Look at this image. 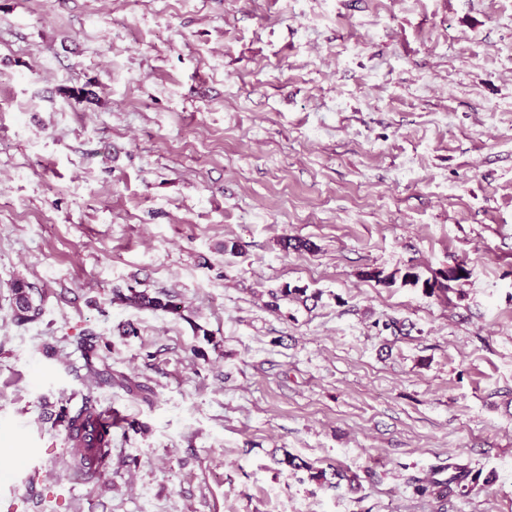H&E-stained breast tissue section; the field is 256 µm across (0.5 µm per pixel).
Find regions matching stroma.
<instances>
[{
  "label": "stroma",
  "instance_id": "stroma-1",
  "mask_svg": "<svg viewBox=\"0 0 512 512\" xmlns=\"http://www.w3.org/2000/svg\"><path fill=\"white\" fill-rule=\"evenodd\" d=\"M0 512H512V0H0ZM12 300L16 308V317L20 322L33 320L39 315L40 308L34 306L29 286L23 281H15L12 286ZM31 313V314H29ZM126 303L139 307L161 309L172 314H180L181 306L176 303L168 294H164V298L160 295L152 296L146 291L130 290V295L123 298ZM97 410L96 404L85 398L80 408L73 413L66 412L64 414L63 418L66 421L67 431L71 433V431L80 432V430L86 429L87 426L93 423Z\"/></svg>",
  "mask_w": 512,
  "mask_h": 512
}]
</instances>
